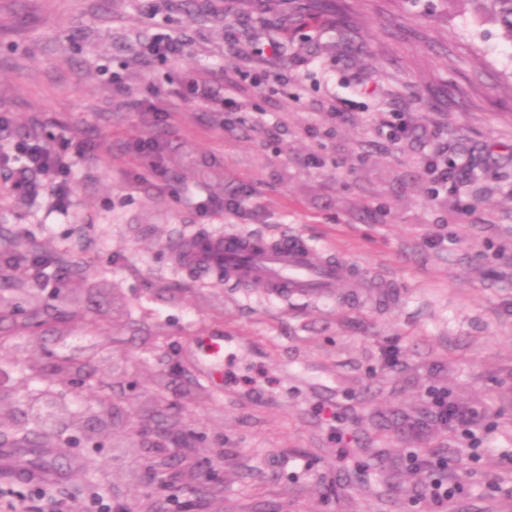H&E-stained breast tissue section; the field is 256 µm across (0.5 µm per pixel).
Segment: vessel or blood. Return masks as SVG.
<instances>
[{"label":"vessel or blood","instance_id":"vessel-or-blood-1","mask_svg":"<svg viewBox=\"0 0 512 512\" xmlns=\"http://www.w3.org/2000/svg\"><path fill=\"white\" fill-rule=\"evenodd\" d=\"M169 249L187 266L223 271L225 282L255 286L271 296L333 297L342 266L320 256L295 235L228 232L208 239L172 240ZM224 337L208 338L197 360L199 378L213 389L224 387Z\"/></svg>","mask_w":512,"mask_h":512}]
</instances>
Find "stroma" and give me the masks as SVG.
<instances>
[{"instance_id":"obj_1","label":"stroma","mask_w":512,"mask_h":512,"mask_svg":"<svg viewBox=\"0 0 512 512\" xmlns=\"http://www.w3.org/2000/svg\"><path fill=\"white\" fill-rule=\"evenodd\" d=\"M285 24L252 0H0V149L87 146L55 210L0 194V409L52 392L97 409L99 380L38 372L59 333L112 362V433L32 422L0 436V498L77 512H512V43L466 0H334ZM165 33L176 59L143 57ZM242 102L225 111L223 101ZM404 124L398 143L387 123ZM153 139L157 156L139 149ZM448 170L434 181L428 161ZM241 213L200 214L226 196ZM288 233L369 276L315 299L229 288L168 238ZM390 294H383V287ZM234 337L223 392L197 337ZM330 386L323 413L312 382ZM260 392L259 406L239 392ZM472 411L442 424L435 392ZM451 499L425 490L437 460ZM46 463L52 475L18 476Z\"/></svg>"}]
</instances>
